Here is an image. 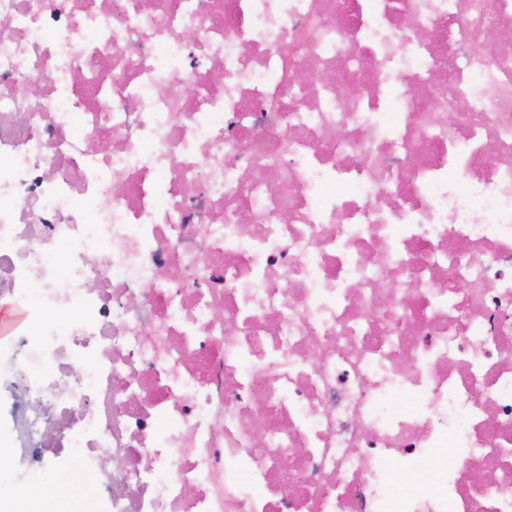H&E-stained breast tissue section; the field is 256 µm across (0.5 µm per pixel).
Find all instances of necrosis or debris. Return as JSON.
Listing matches in <instances>:
<instances>
[{
	"mask_svg": "<svg viewBox=\"0 0 512 512\" xmlns=\"http://www.w3.org/2000/svg\"><path fill=\"white\" fill-rule=\"evenodd\" d=\"M494 34L512 0H0L29 462L112 512H512Z\"/></svg>",
	"mask_w": 512,
	"mask_h": 512,
	"instance_id": "1",
	"label": "necrosis or debris"
}]
</instances>
